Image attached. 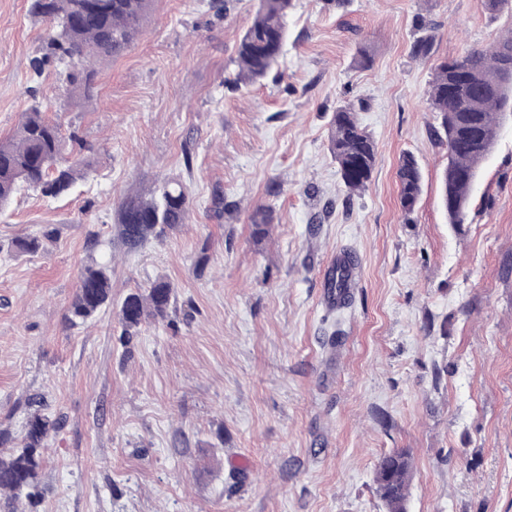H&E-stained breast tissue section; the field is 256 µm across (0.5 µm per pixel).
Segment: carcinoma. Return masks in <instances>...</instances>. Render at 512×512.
Wrapping results in <instances>:
<instances>
[{"mask_svg": "<svg viewBox=\"0 0 512 512\" xmlns=\"http://www.w3.org/2000/svg\"><path fill=\"white\" fill-rule=\"evenodd\" d=\"M152 0H30V13L48 28L41 56L32 60L38 73L61 67V75L75 97L94 90L96 66L121 56L138 34ZM293 0H258L252 24L240 38L235 63L237 79L254 83L278 64L288 35L287 19ZM512 32L486 49L440 62L434 70L429 104L444 132L448 149L442 175V203L448 221L466 223L469 204L481 164L493 151L496 118L512 108ZM59 125L45 118L37 105L24 112L6 138H0V209L23 188L58 196L85 174L90 163L70 162ZM329 150L338 172L353 194L362 190L377 162L372 138L359 126L354 108L340 106L331 123ZM400 203L413 210L421 194V175L415 159L403 156L399 169ZM190 207L188 187L178 178L156 182L145 192L130 194L120 204L116 224L121 240L135 248L149 238L185 223ZM271 211L253 216L254 236L268 233ZM174 300L173 285L163 279L144 290L129 293L117 316L125 345L149 322H163ZM112 301V277L105 265H87L70 303L66 322L75 327L92 318ZM20 447L8 448L10 437L0 431V512H16L22 501L34 505L41 497L44 442L60 429L59 419L43 412L42 403L28 399ZM412 477L409 455L393 450L379 458L375 468L377 492L386 512H406Z\"/></svg>", "mask_w": 512, "mask_h": 512, "instance_id": "cac0c4a2", "label": "carcinoma"}]
</instances>
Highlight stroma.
Returning a JSON list of instances; mask_svg holds the SVG:
<instances>
[{
	"mask_svg": "<svg viewBox=\"0 0 512 512\" xmlns=\"http://www.w3.org/2000/svg\"><path fill=\"white\" fill-rule=\"evenodd\" d=\"M28 5L0 0V137L38 102L92 164L68 194L0 210V430L20 445L34 394L61 420L36 512H384L375 466L395 449L407 512H512V119L457 228L427 103L438 62L512 32V0H293L278 68L238 86L257 0H153L81 101L34 73L46 28ZM344 104L377 149L355 194L329 151ZM406 154L422 174L408 214ZM167 177L192 195L187 222L124 246L120 202ZM28 236L43 250L17 252ZM346 252L359 268L333 309L322 284ZM93 262L112 302L68 326ZM160 276L167 322L122 345L121 302ZM400 203L405 212H411L421 194V175L415 159L403 156L399 169Z\"/></svg>",
	"mask_w": 512,
	"mask_h": 512,
	"instance_id": "1",
	"label": "stroma"
}]
</instances>
